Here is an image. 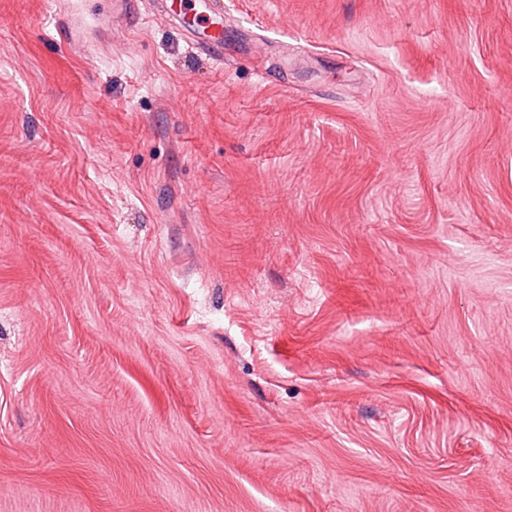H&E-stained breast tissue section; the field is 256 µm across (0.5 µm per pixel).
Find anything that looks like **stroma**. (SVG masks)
I'll list each match as a JSON object with an SVG mask.
<instances>
[{
  "instance_id": "35a3bbf8",
  "label": "stroma",
  "mask_w": 512,
  "mask_h": 512,
  "mask_svg": "<svg viewBox=\"0 0 512 512\" xmlns=\"http://www.w3.org/2000/svg\"><path fill=\"white\" fill-rule=\"evenodd\" d=\"M0 0V512H512V0ZM179 5L185 16L193 13V23L200 18L210 22V25L213 26L212 32L207 36V41L199 42V44L214 60L222 61L223 57L219 53V47L222 43L224 3L220 0H186L180 1Z\"/></svg>"
}]
</instances>
